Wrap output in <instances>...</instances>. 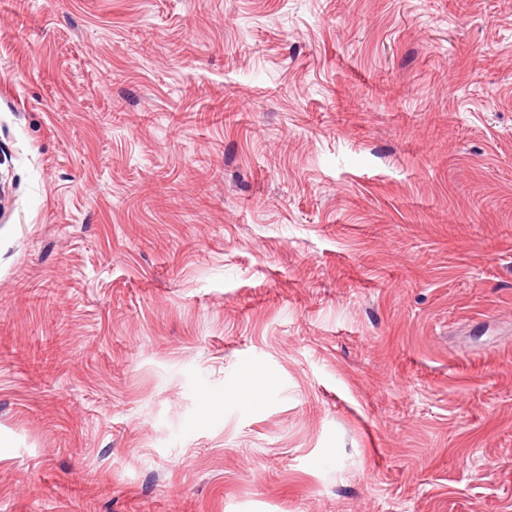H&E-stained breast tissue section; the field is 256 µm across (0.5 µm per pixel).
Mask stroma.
Here are the masks:
<instances>
[{
  "label": "stroma",
  "mask_w": 512,
  "mask_h": 512,
  "mask_svg": "<svg viewBox=\"0 0 512 512\" xmlns=\"http://www.w3.org/2000/svg\"><path fill=\"white\" fill-rule=\"evenodd\" d=\"M0 512H512V0H0Z\"/></svg>",
  "instance_id": "35a3bbf8"
}]
</instances>
